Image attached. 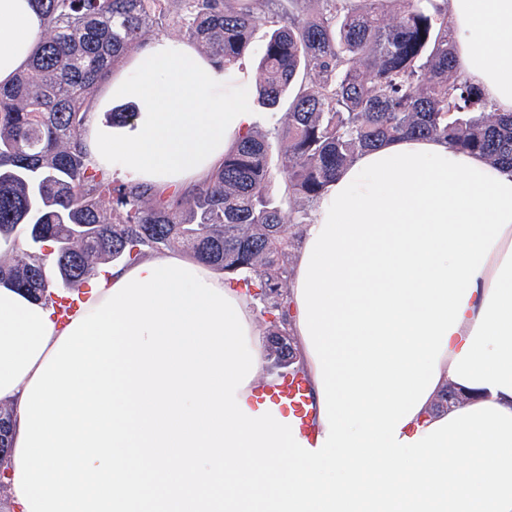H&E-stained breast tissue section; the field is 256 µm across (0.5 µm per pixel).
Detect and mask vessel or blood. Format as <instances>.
I'll return each instance as SVG.
<instances>
[{
  "label": "vessel or blood",
  "mask_w": 512,
  "mask_h": 512,
  "mask_svg": "<svg viewBox=\"0 0 512 512\" xmlns=\"http://www.w3.org/2000/svg\"><path fill=\"white\" fill-rule=\"evenodd\" d=\"M251 403L258 413L280 417L288 430L302 440L304 448L315 447V410L304 380L293 376L282 377L275 383L253 390Z\"/></svg>",
  "instance_id": "obj_1"
}]
</instances>
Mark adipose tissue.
Segmentation results:
<instances>
[{
    "mask_svg": "<svg viewBox=\"0 0 512 512\" xmlns=\"http://www.w3.org/2000/svg\"><path fill=\"white\" fill-rule=\"evenodd\" d=\"M445 5L458 76L512 112V0ZM41 29L35 0H0V83ZM252 86L151 40L86 116L90 164L200 185L261 123ZM287 318L317 408L306 459L252 409L253 302L206 264L109 267L63 319L0 283L12 512H512V168L438 138L364 152L300 227ZM449 384L466 402L435 411Z\"/></svg>",
    "mask_w": 512,
    "mask_h": 512,
    "instance_id": "ef3b65f1",
    "label": "adipose tissue"
}]
</instances>
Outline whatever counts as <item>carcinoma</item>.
Instances as JSON below:
<instances>
[{
  "mask_svg": "<svg viewBox=\"0 0 512 512\" xmlns=\"http://www.w3.org/2000/svg\"><path fill=\"white\" fill-rule=\"evenodd\" d=\"M38 0L43 30L27 65L0 84V240L24 245L0 259L6 279L64 307L58 286L78 285L101 262L180 250L239 276L262 304L266 357L304 376L288 335L292 252L329 183L364 151L405 137H437L512 167V113L487 111L456 76L452 37L433 0ZM272 31L255 78L258 102L283 118L224 156L190 193L115 181L92 168L82 139L96 89L147 37L175 30L219 66L248 53L256 26ZM283 156L281 196L273 145ZM53 247L57 279L45 272ZM296 360L288 362V354ZM467 396L447 386L435 409ZM13 411L0 403V465Z\"/></svg>",
  "mask_w": 512,
  "mask_h": 512,
  "instance_id": "carcinoma-1",
  "label": "carcinoma"
}]
</instances>
